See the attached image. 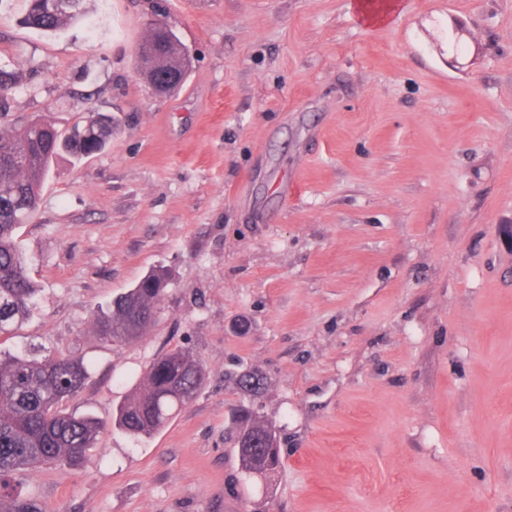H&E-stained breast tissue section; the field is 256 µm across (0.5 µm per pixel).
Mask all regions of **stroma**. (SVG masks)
Masks as SVG:
<instances>
[{
	"label": "stroma",
	"mask_w": 512,
	"mask_h": 512,
	"mask_svg": "<svg viewBox=\"0 0 512 512\" xmlns=\"http://www.w3.org/2000/svg\"><path fill=\"white\" fill-rule=\"evenodd\" d=\"M354 2L105 0L96 30L45 33L0 0L7 124L115 123L17 231L40 293L0 346L83 359L65 406L104 424L15 475L44 512H512V0H399L378 26ZM156 19L192 59L162 98ZM155 266V321L105 342L97 313ZM175 348L206 363L194 400L115 430ZM238 413L280 439L269 480L241 471Z\"/></svg>",
	"instance_id": "35a3bbf8"
}]
</instances>
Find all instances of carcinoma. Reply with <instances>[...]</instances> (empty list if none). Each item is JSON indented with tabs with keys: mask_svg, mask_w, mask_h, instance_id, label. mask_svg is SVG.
Listing matches in <instances>:
<instances>
[{
	"mask_svg": "<svg viewBox=\"0 0 512 512\" xmlns=\"http://www.w3.org/2000/svg\"><path fill=\"white\" fill-rule=\"evenodd\" d=\"M93 19L87 0H26V24L45 32ZM181 41L154 28L141 45L146 71L187 72L180 59ZM15 73L0 67V116L10 109ZM112 138V120L90 115L63 135L41 119L19 128H0V335L25 316L40 288L30 278L27 258L15 230L27 224L39 205L41 189L53 162L67 153L76 160L103 150ZM170 273L152 269L133 288L112 299L94 320L96 333L107 342H133L154 321ZM90 377L80 358L69 356L29 360L0 354V512H43L33 496L13 492L11 480L34 466L75 464L96 445L103 424L90 414L77 415L63 403L77 394ZM206 378V367L192 351L176 348L157 356L144 375V388L117 409L114 426L133 438L154 435L195 398ZM240 430L265 438L258 451L241 448L242 471L267 478L282 465L275 429L247 419Z\"/></svg>",
	"mask_w": 512,
	"mask_h": 512,
	"instance_id": "1",
	"label": "carcinoma"
}]
</instances>
